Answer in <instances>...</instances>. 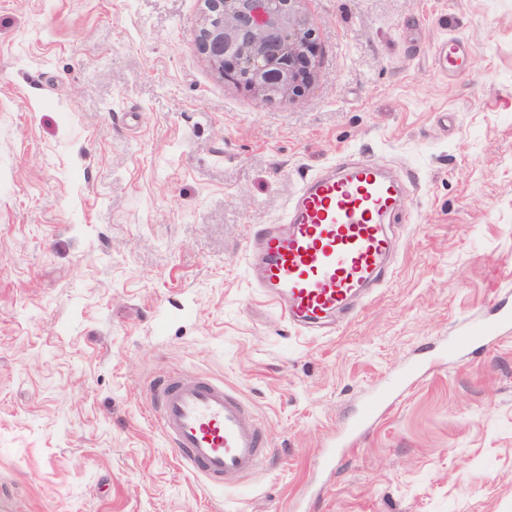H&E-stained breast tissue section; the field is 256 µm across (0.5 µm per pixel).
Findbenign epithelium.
Masks as SVG:
<instances>
[{"label": "benign epithelium", "instance_id": "obj_1", "mask_svg": "<svg viewBox=\"0 0 512 512\" xmlns=\"http://www.w3.org/2000/svg\"><path fill=\"white\" fill-rule=\"evenodd\" d=\"M197 49L225 79L263 100L290 102L309 86L318 46L299 0H203Z\"/></svg>", "mask_w": 512, "mask_h": 512}]
</instances>
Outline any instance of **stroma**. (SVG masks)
<instances>
[{
	"label": "stroma",
	"mask_w": 512,
	"mask_h": 512,
	"mask_svg": "<svg viewBox=\"0 0 512 512\" xmlns=\"http://www.w3.org/2000/svg\"><path fill=\"white\" fill-rule=\"evenodd\" d=\"M298 7L310 87L261 102L198 52L202 0H0V512H512V334L318 469L368 393L512 302V0ZM353 151L404 181L394 273L305 336L245 243ZM173 374L250 405L260 473L181 464L152 414Z\"/></svg>",
	"instance_id": "35a3bbf8"
}]
</instances>
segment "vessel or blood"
Returning <instances> with one entry per match:
<instances>
[{
  "label": "vessel or blood",
  "instance_id": "vessel-or-blood-1",
  "mask_svg": "<svg viewBox=\"0 0 512 512\" xmlns=\"http://www.w3.org/2000/svg\"><path fill=\"white\" fill-rule=\"evenodd\" d=\"M400 199L396 178L354 154L304 180L279 223L259 225L247 242L258 288L289 324L349 320L358 312L355 299L392 274L387 258L395 241L386 220ZM511 326L508 310L474 320L448 350L490 344ZM428 364L417 360L364 399L338 448L354 444ZM152 411L184 465L208 484L231 485L258 472L268 456L259 422L222 382L171 377L159 386Z\"/></svg>",
  "mask_w": 512,
  "mask_h": 512
}]
</instances>
